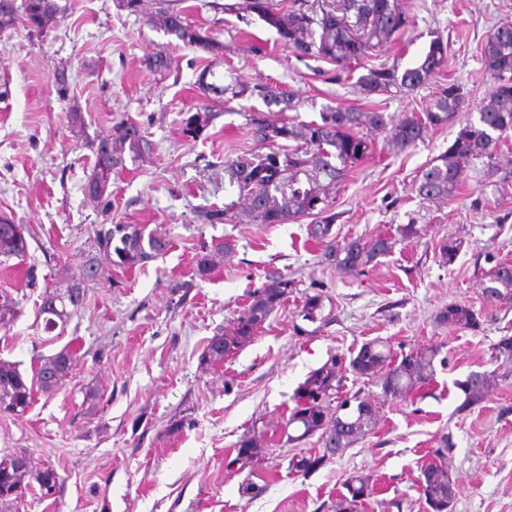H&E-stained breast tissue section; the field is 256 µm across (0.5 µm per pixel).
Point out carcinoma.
<instances>
[{
    "label": "carcinoma",
    "instance_id": "cac0c4a2",
    "mask_svg": "<svg viewBox=\"0 0 512 512\" xmlns=\"http://www.w3.org/2000/svg\"><path fill=\"white\" fill-rule=\"evenodd\" d=\"M224 11L258 18L274 29L279 41L299 59H323L338 64L359 63L371 50L402 36L412 25L411 17L398 6L397 0H332L318 7L309 0H237L225 4ZM58 12L56 0H0V31L21 22L31 30L42 32L55 21ZM149 22L184 45L212 54L224 49L209 32L191 22L185 9L173 0H157ZM482 61L492 86L477 106V117L464 112L463 87L450 80L422 109L423 115L412 114L390 127L381 112H361L342 106L324 107L318 121L284 122L275 118L276 112L292 110L295 105L292 97L278 85H220L212 81L215 73L208 67L201 70L197 84L206 98L227 93L233 98L256 97L266 107L264 111L247 113L246 120L256 144L268 152L253 160L224 162L230 178L237 184L244 213L250 221L288 224L321 215L323 223L310 227L311 237L327 242L328 255L336 257L338 269L361 273L377 258L391 253L395 240L380 235L369 243L352 238L339 244L329 239L332 216L328 212L332 194L349 170L373 153L375 132L388 130L387 140L405 148L423 140L432 127L458 126L446 154L424 170L417 181L416 192L424 200L454 195L464 167L474 159L486 160L488 170L493 174L498 172V147L512 133V23L498 26L488 36ZM447 62L448 43L436 33L416 66L404 70L395 63L369 67L358 78L357 87L366 95L390 93L394 88L410 92L440 75ZM146 65L165 75L171 70V59L164 52H153L146 57ZM214 118V112L206 105L184 113L180 124L182 139L189 143L197 141ZM280 140L293 141L296 146L284 151L274 149ZM88 147L95 155V165L83 193L97 204L104 200L112 173L126 169V161L134 163L150 150L141 127L132 121L116 124L110 135L89 142ZM200 216L209 224H229L237 219V214L228 207L207 209ZM95 248L96 254L65 288L45 291L39 307L44 332L64 331L83 304L86 286L98 279L106 267H135L163 255L168 243L143 227L115 224L95 230ZM27 250L25 227L0 216V265L24 256ZM484 280L482 295L486 301H512V263L492 267L484 274ZM293 288L295 281L286 276L268 279L254 292L253 300L237 319L232 333L211 338L204 358L220 362L250 342L258 326ZM322 307L321 294H307L300 316L314 323ZM14 313L12 298L1 292L0 326H7ZM436 321L458 328L473 329L479 325L473 308L461 303L443 308ZM439 354V347L429 345L396 358L383 341L370 340L348 357L329 356L296 390L295 407L285 428L294 425L300 434L284 433L289 444L317 434L321 448L294 454L289 459V468L304 476L312 475L375 428L377 407L357 394L341 396L344 372L367 378L383 373L386 393L399 397L433 379ZM73 365L74 352L64 347L39 359L31 378L27 379L15 364L0 359V413L22 415L35 393L56 394ZM492 381L491 374L474 371L457 382L456 388L464 394L461 408L483 401L490 393ZM264 442L262 436L243 434L236 442L237 454L231 463L243 468L254 466L264 454ZM57 482L54 468H34L24 451L1 457L0 512H11L19 494L32 485H38L47 496ZM345 488L347 493L336 498L335 512H359L362 502L373 491L369 481L361 476L350 477ZM418 490L429 512H450L456 498V482L447 466L433 462L422 465Z\"/></svg>",
    "mask_w": 512,
    "mask_h": 512
}]
</instances>
